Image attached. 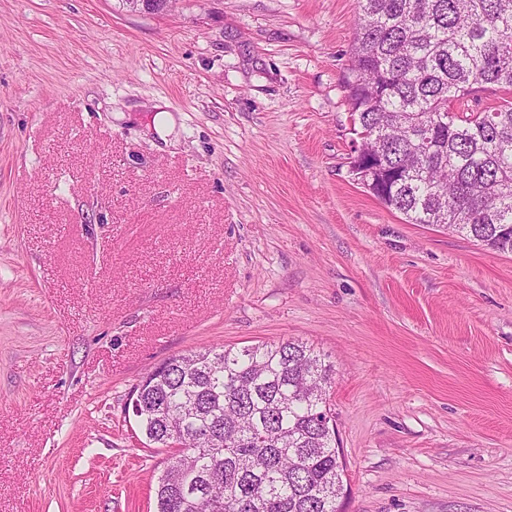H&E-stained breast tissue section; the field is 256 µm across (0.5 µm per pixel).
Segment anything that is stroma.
Listing matches in <instances>:
<instances>
[{
	"label": "stroma",
	"mask_w": 512,
	"mask_h": 512,
	"mask_svg": "<svg viewBox=\"0 0 512 512\" xmlns=\"http://www.w3.org/2000/svg\"><path fill=\"white\" fill-rule=\"evenodd\" d=\"M358 0H0V512H153L168 358L334 366L341 512H512V254L350 170Z\"/></svg>",
	"instance_id": "35a3bbf8"
}]
</instances>
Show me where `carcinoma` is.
Returning a JSON list of instances; mask_svg holds the SVG:
<instances>
[{
	"mask_svg": "<svg viewBox=\"0 0 512 512\" xmlns=\"http://www.w3.org/2000/svg\"><path fill=\"white\" fill-rule=\"evenodd\" d=\"M355 30L345 87L384 171L377 198L511 254L512 0H359ZM489 87L502 102L473 108ZM333 373L299 340L169 358L134 398L169 453L156 512H338Z\"/></svg>",
	"mask_w": 512,
	"mask_h": 512,
	"instance_id": "carcinoma-1",
	"label": "carcinoma"
}]
</instances>
